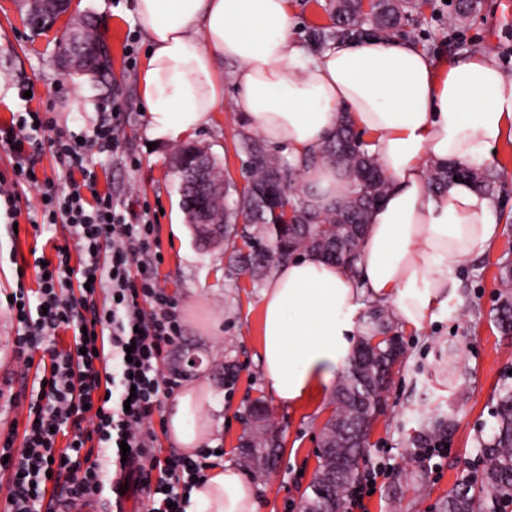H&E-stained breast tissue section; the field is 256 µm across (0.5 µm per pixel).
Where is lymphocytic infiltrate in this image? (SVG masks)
Segmentation results:
<instances>
[{
    "instance_id": "1",
    "label": "lymphocytic infiltrate",
    "mask_w": 512,
    "mask_h": 512,
    "mask_svg": "<svg viewBox=\"0 0 512 512\" xmlns=\"http://www.w3.org/2000/svg\"><path fill=\"white\" fill-rule=\"evenodd\" d=\"M118 118L107 113L81 140L63 130L46 142L35 138L36 128L51 125L40 112L19 113L0 129V147L16 159L17 183L38 187L43 197L41 223L62 226L80 250L75 258L58 244L54 260L35 263L36 294L26 289L24 270L16 272L15 355L35 375L21 440L0 439V459L13 473L0 512H42L47 485L59 482L62 497L96 500L109 489L120 504L133 476L147 493V512H187L216 455L209 448L162 458L152 451V416L174 385L161 364L182 318L157 282L161 254L150 208L127 222L125 202L97 190L90 158L117 151ZM46 146L74 175L66 191L37 177ZM35 302L40 312L32 311ZM63 330L72 333V349L54 346ZM39 350L48 362H35ZM67 430L71 439L57 449L58 433Z\"/></svg>"
}]
</instances>
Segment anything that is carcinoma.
Instances as JSON below:
<instances>
[{"label":"carcinoma","mask_w":512,"mask_h":512,"mask_svg":"<svg viewBox=\"0 0 512 512\" xmlns=\"http://www.w3.org/2000/svg\"><path fill=\"white\" fill-rule=\"evenodd\" d=\"M422 0H377L371 12L362 9L361 0H334L330 3V20L335 31L358 29L366 24L383 36H391L403 25L414 23L421 14ZM69 55H81L92 45L105 44L103 36L91 23L69 34ZM245 156L246 184L237 198L214 194L206 201L210 221L224 226V254L227 274L245 272L253 287L263 285L272 269L268 254L279 258L305 253L322 257L357 271L354 260L372 205L389 190L388 178L368 143L355 134L349 119L342 115L324 142L318 159L334 165L349 182L345 198L332 210L314 213L304 210L302 224H282L274 201L277 191L295 208L300 202L285 187L272 181L280 162L264 141L244 133L239 143ZM474 179L476 174L457 162L431 166L430 180L435 189L448 187L454 178ZM249 215V223L238 227V215ZM497 322L506 333H512V264L500 271ZM391 335L371 346L377 335ZM402 343L393 319L381 304L371 305L363 319L360 338L347 371L336 383L331 403L334 411L320 430L322 446L350 457L362 455L367 434L384 405V392L391 381V367L396 345ZM492 434L479 438V456L474 476L457 481L444 501V512H503L512 503V384H503L493 412ZM331 461L319 460L307 491L299 501V512H333L327 506L344 502L353 485L360 482V466L338 473L330 469Z\"/></svg>","instance_id":"cac0c4a2"}]
</instances>
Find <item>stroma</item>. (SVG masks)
<instances>
[{
    "label": "stroma",
    "mask_w": 512,
    "mask_h": 512,
    "mask_svg": "<svg viewBox=\"0 0 512 512\" xmlns=\"http://www.w3.org/2000/svg\"><path fill=\"white\" fill-rule=\"evenodd\" d=\"M330 0H290L293 31L309 50L321 47L320 28L329 26ZM133 0H70L67 21L41 32L25 25L17 0H0V128L18 112H48L54 125L85 135L98 123L104 105L121 110L118 154H93L91 166L100 192L120 195L130 214L149 203L156 214L162 262L158 280L176 302L182 334L164 356L165 375L179 374L181 385H206L213 394V447L224 460L236 461L235 444L241 416L249 402L264 397L275 425L283 429L285 446L275 460L272 481L256 484L260 512H287L299 501L317 466V436L332 406L329 394L301 406L280 404L269 390L261 365V291L248 276L226 274L222 250L199 246L180 208L179 183L172 171L178 142H151L147 114L139 94L140 74L148 42L132 15ZM454 6L432 0L418 23L399 36L438 61L489 54L512 76V11L504 0H480L474 17L450 23ZM94 19L112 48V74L105 85L65 73L57 61V43L68 20ZM29 84L33 97H23ZM236 90L224 85V109L212 113L192 136L220 163L225 178L240 187L246 182L238 150L243 125L234 108ZM137 167H130V160ZM488 170L497 177L494 199L500 214L512 216V140L495 149ZM16 224L0 223V293L17 283L16 269L33 263L35 255L53 257L61 234L32 223L41 209L36 188L22 187ZM512 260V223L501 226L499 240L479 257L452 263L457 282L447 303L437 306L417 331L401 329L405 351L386 393V406L374 422L362 461L363 469L389 463L391 472L368 501V512H443L448 491L477 466L480 437L489 435L496 390L512 383V334L500 333L493 322L502 261ZM17 322L0 301V436L23 430L25 418L11 403L23 381L14 355ZM238 364L234 386L224 384V358ZM197 366H189V359ZM450 422V454L421 461L414 436L435 419Z\"/></svg>",
    "instance_id": "35a3bbf8"
}]
</instances>
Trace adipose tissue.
<instances>
[{
    "mask_svg": "<svg viewBox=\"0 0 512 512\" xmlns=\"http://www.w3.org/2000/svg\"><path fill=\"white\" fill-rule=\"evenodd\" d=\"M134 21L151 50L139 90L152 136L193 135L224 108L290 157L317 155L339 113L366 133L390 188L370 213L356 272L314 253L278 266L261 295L263 373L276 400L298 406L336 380L351 352L359 301L392 303L420 328L447 302L453 261L486 254L498 238L492 198L466 181L433 189L436 161L482 166L512 137V76L475 56L437 63L411 42L336 38L309 53L295 38L289 0H135ZM233 63L224 74L222 63ZM309 210L337 205L348 182L333 166L304 168ZM198 388L171 403L166 428L196 451L211 434ZM189 512H260L255 488L230 466L210 468Z\"/></svg>",
    "mask_w": 512,
    "mask_h": 512,
    "instance_id": "1",
    "label": "adipose tissue"
}]
</instances>
